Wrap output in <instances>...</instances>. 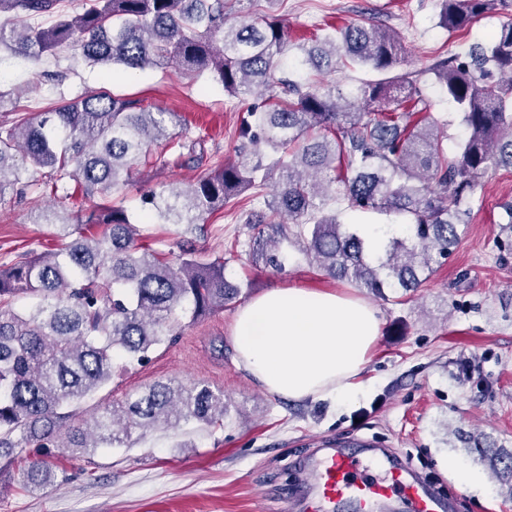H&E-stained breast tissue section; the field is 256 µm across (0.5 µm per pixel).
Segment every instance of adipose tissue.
I'll list each match as a JSON object with an SVG mask.
<instances>
[{"label":"adipose tissue","mask_w":512,"mask_h":512,"mask_svg":"<svg viewBox=\"0 0 512 512\" xmlns=\"http://www.w3.org/2000/svg\"><path fill=\"white\" fill-rule=\"evenodd\" d=\"M360 299L298 286L274 288L236 316L238 365L265 391L292 399L329 396L345 404L380 332Z\"/></svg>","instance_id":"obj_1"}]
</instances>
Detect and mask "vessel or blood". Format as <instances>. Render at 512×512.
<instances>
[{"label": "vessel or blood", "mask_w": 512, "mask_h": 512, "mask_svg": "<svg viewBox=\"0 0 512 512\" xmlns=\"http://www.w3.org/2000/svg\"><path fill=\"white\" fill-rule=\"evenodd\" d=\"M313 497L309 512H375L382 501L399 498L408 512H442L441 502L413 480L407 466L390 460L367 465L352 453L332 451L310 473Z\"/></svg>", "instance_id": "obj_1"}]
</instances>
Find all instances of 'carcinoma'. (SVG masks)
Here are the masks:
<instances>
[{"instance_id":"obj_1","label":"carcinoma","mask_w":512,"mask_h":512,"mask_svg":"<svg viewBox=\"0 0 512 512\" xmlns=\"http://www.w3.org/2000/svg\"><path fill=\"white\" fill-rule=\"evenodd\" d=\"M57 2L0 0V13L8 14L0 45L35 62L71 48L91 65L207 71L229 96H263L266 104L249 110L238 130L255 160L223 165L191 188L163 182L144 199L143 220L173 224L182 238L174 262L136 243L134 224L112 195L140 164L168 153L183 157L186 144L166 133L175 113L102 89L63 100L36 121L0 123V200L19 184H43L67 200L71 181L102 199L79 214L47 208L59 248L0 266V460L15 462L34 440L41 448H105L124 444L133 429L224 422V394L201 383L157 382L89 422L79 420V406L110 382L114 360L142 363L172 340L177 309L189 308L195 321L239 296L224 268L196 259L192 236L206 216L249 189H268L266 208L278 224L297 227L300 253L325 275L378 296L387 289L405 295L457 248L480 178L512 168V0H439V24L450 33L495 8L506 20L487 42L471 45L466 60L453 55L401 74L394 72L404 59L399 40L373 24L335 28L290 56L277 15L235 10L254 0H87L77 16L60 15L48 26L32 21ZM286 61L299 75L359 66L375 78L348 89L284 80L277 74ZM429 75L457 105L465 128L452 157L444 123L429 114L420 88ZM41 169L49 177L42 184L32 178ZM336 182L347 208L401 215L404 234L370 252L329 209ZM501 208L500 249L512 247V203ZM247 223L257 229L256 255L282 268L288 250L264 238V213L251 212ZM85 226L100 232L89 236ZM20 294L35 299L23 311L14 308ZM458 439L512 499V449L480 434Z\"/></svg>"}]
</instances>
